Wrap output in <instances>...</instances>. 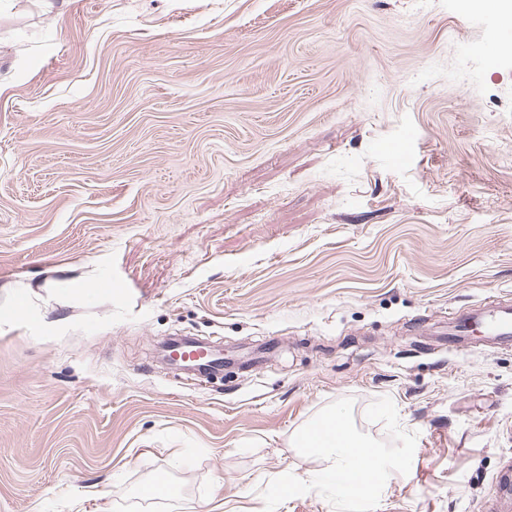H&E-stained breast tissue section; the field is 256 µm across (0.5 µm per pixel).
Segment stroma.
I'll return each mask as SVG.
<instances>
[{
  "label": "stroma",
  "mask_w": 512,
  "mask_h": 512,
  "mask_svg": "<svg viewBox=\"0 0 512 512\" xmlns=\"http://www.w3.org/2000/svg\"><path fill=\"white\" fill-rule=\"evenodd\" d=\"M500 22L0 0V512H264L322 469L293 435L350 397L386 438L383 396L418 437L376 512H512V342L442 338L512 304V51L476 49ZM177 333L251 366H163Z\"/></svg>",
  "instance_id": "1"
}]
</instances>
